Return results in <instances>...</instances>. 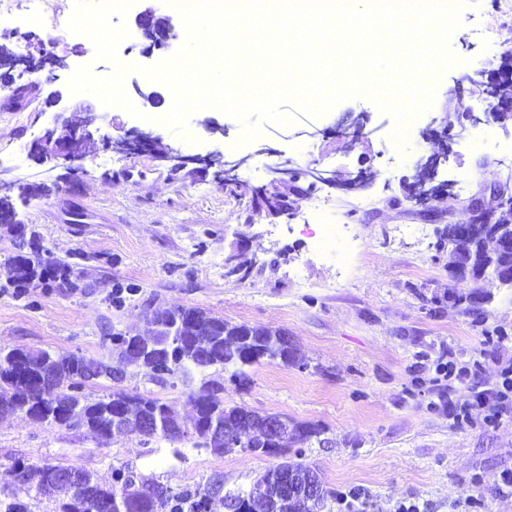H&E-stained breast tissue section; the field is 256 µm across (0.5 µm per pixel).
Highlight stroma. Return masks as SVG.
I'll return each mask as SVG.
<instances>
[{"label": "stroma", "instance_id": "stroma-1", "mask_svg": "<svg viewBox=\"0 0 512 512\" xmlns=\"http://www.w3.org/2000/svg\"><path fill=\"white\" fill-rule=\"evenodd\" d=\"M73 7L74 0H47L41 17L31 20L25 0H15L11 12L0 14V46L17 55L52 53L68 63L54 73L59 106L38 94L22 109L0 104V177L43 184L20 208L38 247L67 261L77 252L90 256L74 270L79 288L47 281L17 292L9 284L15 238L0 225V348L97 358L101 336L113 330L146 334L156 307H198L233 325L280 329L296 351L295 363L249 366L250 381L242 388L218 367L194 380L223 384L226 404L321 428L318 439L288 450L315 466L327 490L319 512H339L336 495L349 490L360 494L364 512H395L402 503L419 512H512V489L501 482L512 469V419L488 427L454 425L448 383L436 373L441 363L478 360L479 380L489 387L498 380L499 362L512 360V288L491 277L450 276L448 252L437 247L449 225L470 219V200L491 210L500 193L512 191L505 180L512 172V120L480 125L453 144L438 173L448 186L445 196L416 201L403 190L416 163L430 153L424 138L430 122L465 108L481 110L483 95L466 76L503 65L500 31L503 23L512 24V0L464 7L450 38L458 63L439 79L431 107L409 124L404 153L390 138L391 117L360 96L316 119L283 104L291 125L264 123L262 136L242 146L235 117L216 108L196 112L188 121L196 141L181 140L157 122L172 106L170 89L143 73L181 42L172 40L159 56L146 57L136 31L118 47L119 57L136 66L124 85H140L160 98L151 103L131 96L132 114L106 109L67 85L85 64L97 76L111 73L109 62L95 60L87 38L68 31ZM60 109L75 123L89 110L106 114L77 172L63 166L45 171L29 155L31 142ZM358 113L365 114L366 128L350 146L345 131ZM133 127L188 156L242 159L236 185L191 164L174 175L154 154L103 146V138ZM279 165L300 172L284 188L295 205L283 215L255 213L253 193ZM312 167L340 173L368 168L376 178L349 192L312 188L301 176ZM323 198L331 202L329 223L346 227L347 261L324 258L314 247L318 225L309 211ZM229 262L239 272L227 273ZM117 283L137 289L119 308L110 300ZM452 293L466 297V306L449 302ZM121 386L168 400L180 414L192 410L185 387H161L147 368L126 367ZM176 448L181 457L173 456ZM22 462L75 466L104 484L111 483L113 469L128 468L173 491L202 495L218 480L225 491H250L279 458L238 450L215 455L191 437L175 445L133 432L102 444L84 428L23 414L0 418L1 501L17 493L14 470Z\"/></svg>", "mask_w": 512, "mask_h": 512}]
</instances>
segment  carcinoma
I'll list each match as a JSON object with an SVG mask.
<instances>
[{"mask_svg": "<svg viewBox=\"0 0 512 512\" xmlns=\"http://www.w3.org/2000/svg\"><path fill=\"white\" fill-rule=\"evenodd\" d=\"M493 225L503 228L493 235L463 239L448 253V272L464 270L481 273L486 269L512 263V252L503 249L502 239L512 232V209L497 216L487 214ZM16 236L19 254L10 258L11 284L26 288L49 274L64 283H70L71 265L57 259L47 250L31 246L25 239V228L11 227ZM72 284V283H70ZM77 287V284H72ZM152 336L110 332L101 344L107 355L117 354V363L123 367L142 366L150 369L155 382L162 386L189 387L194 372H203L220 366L232 370L231 377H244L243 367L253 365L251 350L278 346V357L293 360V349L284 342L285 333L265 327L231 325L216 320L200 308H172L158 310L152 319ZM181 336L183 345L178 355L169 362L165 346L169 340ZM112 362L87 358L71 353L40 350L25 352L0 350V386L10 389L7 399H0V415L23 413L41 422L69 428H86L107 442L112 439V414L124 413L134 420L160 419L170 422L178 418L173 407L161 398L131 394L116 389L97 399L86 393L93 383L109 379ZM224 387L205 383L191 393L193 412L182 420L183 428L176 432L167 429L138 428L136 432L171 443L195 435L203 439V447L216 455L229 452L227 448H210L206 429L213 418L235 422L247 415L237 405L224 402ZM54 466L21 465L16 477L19 486L31 491L53 488L66 497L62 512H92L110 506L119 512H211L210 499L175 493L154 480L141 477L128 469L118 468L112 473V483L101 484L92 473L84 472L82 482L74 486L52 481Z\"/></svg>", "mask_w": 512, "mask_h": 512, "instance_id": "cac0c4a2", "label": "carcinoma"}]
</instances>
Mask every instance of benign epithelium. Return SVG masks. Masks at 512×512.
<instances>
[{
  "label": "benign epithelium",
  "mask_w": 512,
  "mask_h": 512,
  "mask_svg": "<svg viewBox=\"0 0 512 512\" xmlns=\"http://www.w3.org/2000/svg\"><path fill=\"white\" fill-rule=\"evenodd\" d=\"M135 25L143 40L147 44L142 49L145 55H152L154 50L164 47L169 40L177 38L174 26L170 17L159 15L156 11L147 7L140 11L135 17ZM67 64L64 59L53 55L42 54L18 56L11 52L0 53V100L10 103L16 97L21 86L16 83L15 72L22 74H39L48 71L53 74L55 69H64ZM512 74V68L505 66L497 70L476 69L468 75L469 82L474 86L487 85L492 87L503 82L504 78ZM512 112V97H503L498 100L497 105L484 109L481 116L470 112L459 113V120L452 122L449 116H444L442 122L452 129L458 128L457 135H463L468 128L476 127L489 120L496 122L502 119V115ZM101 115L97 112L88 111L85 113L81 125L77 128L70 124L69 119L63 117V113H57L55 126L48 129L44 134L35 139L30 145V155L41 164L58 165L62 159L69 164L80 162L85 157L82 145L94 141V132L98 131L97 124ZM120 144L124 152L138 154L146 149L156 151L160 157L169 162L171 166L185 167L190 163L199 164L206 168L215 165L219 169L235 173L245 162L241 158L235 161H221L212 157H189L173 153L160 146L157 138L140 132L136 129L127 130L115 139L110 137L104 139V145L112 148ZM447 154L432 152L426 161L417 163L415 172L411 179L406 181L408 194L416 200L427 199L443 190L444 185L436 182L438 167ZM310 185L330 184L339 190L350 191L372 181L376 173L372 170H360L356 174L347 176L334 171L310 168L305 173ZM294 180V172L290 168L276 167L272 171V178L269 183L261 188V201L266 210L270 213H283L293 206V203L286 197L275 202L269 201L272 194L278 188ZM469 209L473 213V219L466 224L448 225V238L440 241L438 247H453L461 237H479L487 232L488 226L480 220V209L477 203L472 201ZM257 433L256 438L247 442L241 440V436L248 432ZM295 437L292 425L284 417L269 416L261 424L256 425L249 418L241 419L233 426L213 425L209 428V439L213 446L222 447H247V448H268L281 447L288 439ZM323 497V487L305 473H296L292 470L278 469L273 472L267 484L264 494L260 498L253 496L246 497L237 507L239 512H279L280 508L294 502H301L309 507L314 506Z\"/></svg>",
  "instance_id": "obj_1"
}]
</instances>
